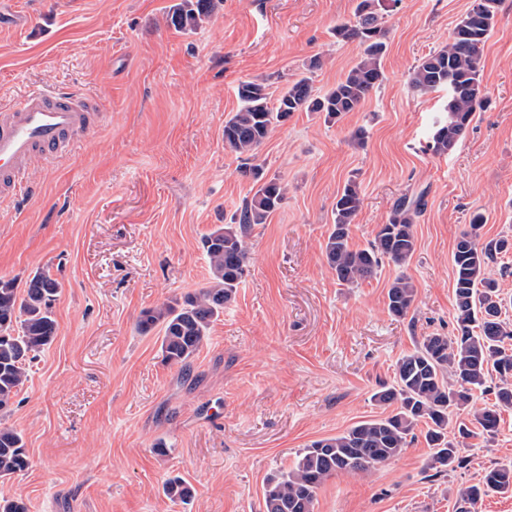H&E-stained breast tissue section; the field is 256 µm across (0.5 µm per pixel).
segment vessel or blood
I'll return each mask as SVG.
<instances>
[{
	"instance_id": "obj_1",
	"label": "vessel or blood",
	"mask_w": 512,
	"mask_h": 512,
	"mask_svg": "<svg viewBox=\"0 0 512 512\" xmlns=\"http://www.w3.org/2000/svg\"><path fill=\"white\" fill-rule=\"evenodd\" d=\"M99 102L60 89L31 87L0 108V192L17 197L27 191L26 164L36 155L54 158L97 127Z\"/></svg>"
}]
</instances>
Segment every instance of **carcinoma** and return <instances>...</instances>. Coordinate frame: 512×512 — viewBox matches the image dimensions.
<instances>
[{
    "label": "carcinoma",
    "instance_id": "cac0c4a2",
    "mask_svg": "<svg viewBox=\"0 0 512 512\" xmlns=\"http://www.w3.org/2000/svg\"><path fill=\"white\" fill-rule=\"evenodd\" d=\"M382 0H359L355 21L336 25V38L356 40L363 56L324 93L313 94L311 77L288 84L276 105L269 104L266 86L257 81L238 86L239 109L224 122V145L242 161L241 172L254 180L251 198L236 210L230 222L218 226L203 239L210 277L207 284L183 296V301L144 309L137 319L142 335L158 331L163 361L184 369L202 347L224 307L236 297L249 272L245 242L247 230L264 224L277 211L286 188L276 177L264 176L254 163L258 149L274 128L296 112H319L325 120H339L361 106L384 79L381 59L386 51L385 30L376 7ZM500 0H473L455 25L448 45L424 56L410 73V87L421 94L448 89L445 115L433 125L427 150L435 155L451 152L468 130L475 112L486 101L481 78V52L495 25ZM212 10V0H184L171 20L176 28L197 24ZM362 204L360 186L347 182L336 196L333 224L324 242L326 262L342 285H356L373 277L386 260L403 265L415 251L414 219L423 198L401 201L388 221L380 225L366 248L349 244L351 225ZM483 214L470 220V230L457 239L453 251L455 322L457 334L423 337L415 349L396 363L395 383L376 392L382 405H396L387 417L363 420L341 434L311 442L286 471L266 480L265 512H314L317 490L329 478L356 474L400 456L415 437L419 425L431 457L428 467L436 473L464 468L467 457L462 443L448 438L455 426L466 439L473 429L493 436L501 412L512 408V325L501 318L506 299L489 271L495 255L512 249L506 238L485 245L477 230ZM61 285L48 272H37L24 286L17 279L0 277V413L14 403L27 379V367L57 335L53 305ZM411 279L398 276L387 291L391 315H407L415 299ZM481 389L495 401L476 410L469 422L453 421L456 410L468 403L472 391ZM29 467L23 439L16 431L0 427V478ZM164 494L172 500L191 495V487L176 476L166 481ZM512 493V463L486 469L477 483L462 490L461 499L471 506L492 493Z\"/></svg>",
    "mask_w": 512,
    "mask_h": 512
}]
</instances>
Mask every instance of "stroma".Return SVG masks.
I'll return each mask as SVG.
<instances>
[{"instance_id":"35a3bbf8","label":"stroma","mask_w":512,"mask_h":512,"mask_svg":"<svg viewBox=\"0 0 512 512\" xmlns=\"http://www.w3.org/2000/svg\"><path fill=\"white\" fill-rule=\"evenodd\" d=\"M178 2L0 0V106L33 85L103 102L94 134L32 162L35 195L0 203V277L47 269L61 284L57 335L0 415L30 460L0 479V499L29 512H263L268 477L312 441L389 415L374 395L397 360L424 336H454L452 252L472 214L486 217L482 241L512 236V0L482 51L487 101L441 156L423 147L448 92L413 93L408 74L447 45L471 0H398L380 14L385 78L364 105L336 123L295 113L260 147L286 199L248 230L250 273L189 370L164 363L155 335L136 330L140 312L203 286V236L252 195L224 144L239 84L264 81L275 99L308 74L322 92L363 51L332 33L357 0H214L187 29L170 22ZM351 179L362 193L352 248L401 198L426 205L408 262L346 287L321 245ZM402 273L416 296L398 318L386 295ZM464 454L467 467L434 474L416 437L370 472L328 479L314 512H457L463 488L512 461V410ZM174 476L192 485L187 501L165 496Z\"/></svg>"}]
</instances>
